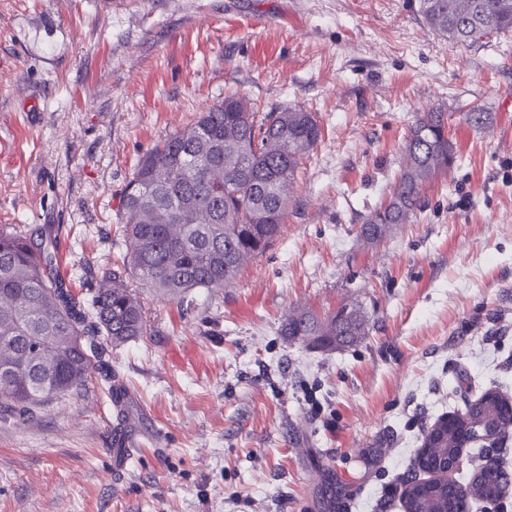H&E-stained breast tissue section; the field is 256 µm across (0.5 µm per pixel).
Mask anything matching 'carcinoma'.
I'll return each instance as SVG.
<instances>
[{
  "instance_id": "1",
  "label": "carcinoma",
  "mask_w": 512,
  "mask_h": 512,
  "mask_svg": "<svg viewBox=\"0 0 512 512\" xmlns=\"http://www.w3.org/2000/svg\"><path fill=\"white\" fill-rule=\"evenodd\" d=\"M418 13L430 33L455 43L512 31V0H418ZM320 137L315 114L301 107L263 113L237 94L209 106L137 162L120 201L122 263L103 273L87 302L58 274L46 240L0 227V368L7 371L0 407L29 416L108 367L112 350L148 335L130 279L168 300L232 284L282 232L296 173ZM453 162L448 113H425L405 137L389 200L364 219L365 241L413 222L426 186ZM369 330V320L347 306L324 318L293 309L281 324L282 335L322 351L360 341ZM465 415L474 438L485 429L502 441L512 437V399L496 390L467 404ZM459 453L456 432L443 428L412 470L439 471ZM508 483L499 457L486 452L458 483L408 479L405 512H453L459 497L496 503Z\"/></svg>"
}]
</instances>
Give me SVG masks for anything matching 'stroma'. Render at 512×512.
I'll use <instances>...</instances> for the list:
<instances>
[{"label": "stroma", "instance_id": "stroma-1", "mask_svg": "<svg viewBox=\"0 0 512 512\" xmlns=\"http://www.w3.org/2000/svg\"><path fill=\"white\" fill-rule=\"evenodd\" d=\"M512 32L433 35L417 0H0V225L49 228L88 289L124 249L138 159L224 95L322 128L281 235L191 305L143 293L150 335L114 349L130 428L113 474L110 383L0 414V512H403L422 433L512 396ZM455 162L414 223L366 242L416 117ZM478 109L486 125L465 114ZM360 309V342L281 336L294 307ZM135 440V436L119 423L112 430V469L116 473H121L127 467L132 448L137 446Z\"/></svg>", "mask_w": 512, "mask_h": 512}]
</instances>
